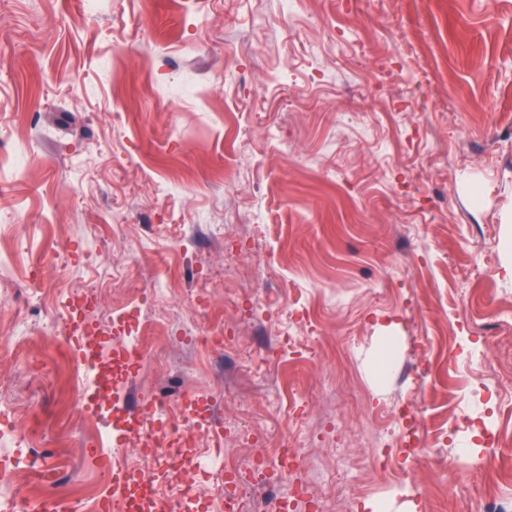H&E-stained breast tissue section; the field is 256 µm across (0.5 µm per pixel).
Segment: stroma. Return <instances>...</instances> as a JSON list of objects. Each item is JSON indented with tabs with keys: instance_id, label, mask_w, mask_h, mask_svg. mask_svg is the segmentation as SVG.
Listing matches in <instances>:
<instances>
[{
	"instance_id": "obj_1",
	"label": "stroma",
	"mask_w": 512,
	"mask_h": 512,
	"mask_svg": "<svg viewBox=\"0 0 512 512\" xmlns=\"http://www.w3.org/2000/svg\"><path fill=\"white\" fill-rule=\"evenodd\" d=\"M0 410L72 470L75 512L134 455L77 340L41 314L95 287L156 338L146 389L220 407L182 512L284 480L338 512H474L512 494V0H0ZM37 259L63 289L29 288ZM222 332L217 349L165 330ZM39 366L37 378L25 368ZM94 420L61 439V410ZM480 433L449 435L460 410Z\"/></svg>"
}]
</instances>
